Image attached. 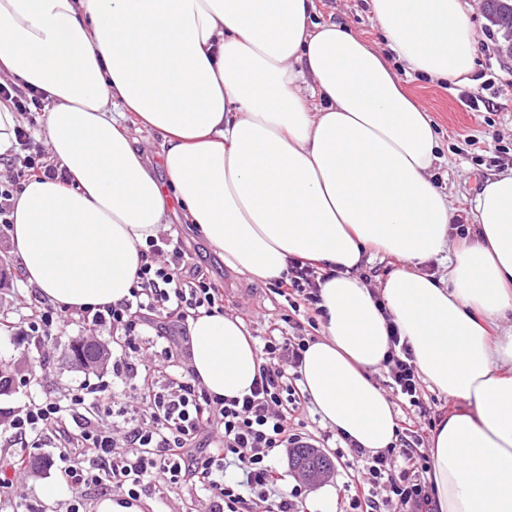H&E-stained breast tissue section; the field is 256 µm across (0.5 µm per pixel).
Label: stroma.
<instances>
[{"instance_id": "1", "label": "stroma", "mask_w": 512, "mask_h": 512, "mask_svg": "<svg viewBox=\"0 0 512 512\" xmlns=\"http://www.w3.org/2000/svg\"><path fill=\"white\" fill-rule=\"evenodd\" d=\"M467 2L469 22L479 49L473 84L450 87L426 77H408L403 83L406 93L429 112L437 126L443 160L434 169L435 179L451 195L463 217L468 216L470 202L482 181L493 172L512 167V57L501 53L498 30L486 26L481 0ZM315 4L319 19L348 25L372 47L385 50L368 0H315ZM473 96L479 98V106L470 105ZM165 230L179 238L194 264L207 268L213 277L223 281L225 303L236 305L239 312L247 314L251 336L266 335L269 323L285 312L280 297L269 284L227 268L198 230L184 223L179 205H172ZM80 336L79 329L72 327L65 335L53 337L47 345L48 360L36 374V384L25 387L12 383L9 394L0 396V410L16 412L32 397L47 393L60 397L82 381L109 376V368L85 369L72 363L69 346ZM31 455L42 460L43 465L27 472L20 497L30 504L68 498V488L48 464L51 448L32 449ZM50 487L55 490L51 496L46 493ZM188 498L194 500L198 512H203L205 499L191 488H149L142 494L139 506L141 512H181Z\"/></svg>"}]
</instances>
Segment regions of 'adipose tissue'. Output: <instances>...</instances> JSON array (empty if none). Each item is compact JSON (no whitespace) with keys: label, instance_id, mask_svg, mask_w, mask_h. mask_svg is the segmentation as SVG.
<instances>
[{"label":"adipose tissue","instance_id":"obj_1","mask_svg":"<svg viewBox=\"0 0 512 512\" xmlns=\"http://www.w3.org/2000/svg\"><path fill=\"white\" fill-rule=\"evenodd\" d=\"M380 52L315 0H0V82L42 92L66 186L31 180L9 235L26 280L67 307L127 297L139 248L179 203L227 267L258 281L289 259L322 284V338L301 386L322 421L377 452L397 439L373 380L398 327L421 377L457 400L429 444L434 512H512V169L490 174L469 241L450 245L452 198L433 177L439 140L403 77L469 82L466 0H369ZM161 139L159 182L112 115ZM400 260L380 290L360 269ZM447 258V275L421 272ZM190 366L219 397L247 394L260 349L244 322L201 315Z\"/></svg>","mask_w":512,"mask_h":512}]
</instances>
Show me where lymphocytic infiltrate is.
Returning a JSON list of instances; mask_svg holds the SVG:
<instances>
[{
  "label": "lymphocytic infiltrate",
  "mask_w": 512,
  "mask_h": 512,
  "mask_svg": "<svg viewBox=\"0 0 512 512\" xmlns=\"http://www.w3.org/2000/svg\"><path fill=\"white\" fill-rule=\"evenodd\" d=\"M27 122L16 131L14 154L0 156L19 165L0 180V232L10 228L13 200L33 178L70 183L71 177L35 141L30 127L42 108L41 93L0 84ZM326 276L312 264L289 260L274 288L292 312L317 309ZM29 311L19 320L0 319V330L43 344L63 329L108 333L115 352L112 378L80 383L63 397L50 394L30 401L14 414L9 433L0 438V502H11L31 463L29 451L51 440L54 464L72 496L53 512H86L83 493L91 488L138 500L150 484L193 488L206 496L207 512H305L304 493H281L272 463L278 448H298L307 440L296 427L306 401L299 370L307 349L305 336L272 334L263 340L262 361L249 395L210 394L185 365L186 351L171 330L187 334L190 320L224 310V289L217 279L189 266V256L171 236L147 241L140 252L136 280L123 300L104 306L65 308L31 289ZM384 361L389 386L418 420L399 430V441L369 453L353 441L336 447L352 479L342 497L349 512H388L390 505L409 512H430L421 417L427 416L421 377L408 341L391 334ZM136 402L127 417L116 401Z\"/></svg>",
  "instance_id": "1"
}]
</instances>
